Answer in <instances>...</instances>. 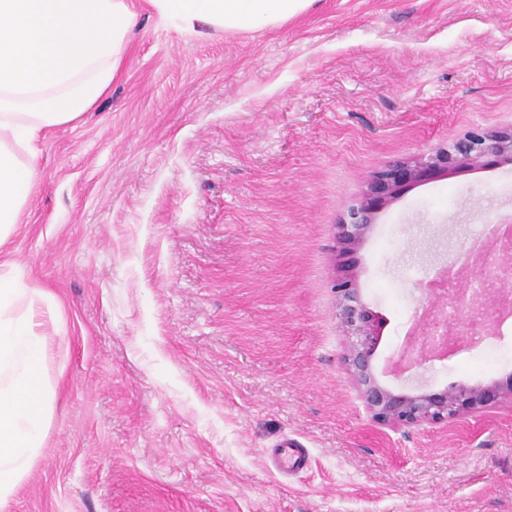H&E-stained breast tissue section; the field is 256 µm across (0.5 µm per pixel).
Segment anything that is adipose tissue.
Returning a JSON list of instances; mask_svg holds the SVG:
<instances>
[{
  "instance_id": "ef3b65f1",
  "label": "adipose tissue",
  "mask_w": 512,
  "mask_h": 512,
  "mask_svg": "<svg viewBox=\"0 0 512 512\" xmlns=\"http://www.w3.org/2000/svg\"><path fill=\"white\" fill-rule=\"evenodd\" d=\"M314 0H149L181 34L283 24ZM138 25L130 0H0V245L37 179L46 130L77 122L109 90ZM44 293L0 272V512L44 446L53 390L46 377Z\"/></svg>"
}]
</instances>
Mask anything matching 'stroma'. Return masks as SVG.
Instances as JSON below:
<instances>
[{"label":"stroma","instance_id":"stroma-1","mask_svg":"<svg viewBox=\"0 0 512 512\" xmlns=\"http://www.w3.org/2000/svg\"><path fill=\"white\" fill-rule=\"evenodd\" d=\"M139 26L109 91L39 144L0 265L44 291L45 446L5 512H512V407L375 424L342 363L337 224L371 173L512 127V0H315L251 33ZM512 221V165L382 210L351 262L382 383L512 376L499 336L397 375L436 270ZM291 438L313 468L281 476Z\"/></svg>","mask_w":512,"mask_h":512}]
</instances>
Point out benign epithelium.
<instances>
[{
    "label": "benign epithelium",
    "instance_id": "1",
    "mask_svg": "<svg viewBox=\"0 0 512 512\" xmlns=\"http://www.w3.org/2000/svg\"><path fill=\"white\" fill-rule=\"evenodd\" d=\"M490 157L499 163L512 164V129L472 132L433 154L397 159L377 169L358 203L337 224L335 251L340 256L355 253L376 223L379 212L406 188L440 176L478 169L487 165ZM496 239L502 245V254L493 268L477 272L463 263L465 283L454 289L452 296L442 295L454 311L469 315L465 330L458 331L451 320H441L436 310L424 314L429 329L423 332L417 353L405 368L442 355L438 346H448L459 334L470 344L491 336L494 321L486 314L489 292L497 294L502 310H512V226L497 234ZM333 289L336 319L348 338L343 362L366 410L378 424L393 429L436 426L477 416L504 402L512 404V383L504 386L497 382L485 385L460 382L438 392L395 390L386 386L378 379L373 365L379 323L360 298L354 270L341 269Z\"/></svg>",
    "mask_w": 512,
    "mask_h": 512
}]
</instances>
